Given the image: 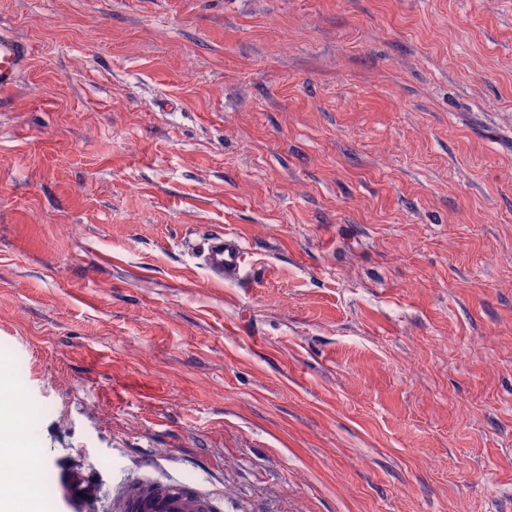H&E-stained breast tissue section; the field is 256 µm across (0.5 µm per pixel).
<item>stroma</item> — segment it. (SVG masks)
Returning a JSON list of instances; mask_svg holds the SVG:
<instances>
[{"label": "stroma", "mask_w": 512, "mask_h": 512, "mask_svg": "<svg viewBox=\"0 0 512 512\" xmlns=\"http://www.w3.org/2000/svg\"><path fill=\"white\" fill-rule=\"evenodd\" d=\"M0 388L43 465L224 512H512V0H0ZM286 51H274L278 42ZM240 236L218 283L182 238ZM31 56V47L12 35H0V89L14 87ZM222 488L167 475L154 465L140 467L112 485L109 512H222Z\"/></svg>", "instance_id": "1"}]
</instances>
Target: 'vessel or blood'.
I'll list each match as a JSON object with an SVG mask.
<instances>
[{
	"mask_svg": "<svg viewBox=\"0 0 512 512\" xmlns=\"http://www.w3.org/2000/svg\"><path fill=\"white\" fill-rule=\"evenodd\" d=\"M31 56V47L12 35H0V89L14 87ZM187 249L207 274L219 282L239 280L244 272L246 246L234 234L215 229ZM53 512H92L107 500L108 512H222V489L140 467L131 477L105 487L101 474L74 460L56 464Z\"/></svg>",
	"mask_w": 512,
	"mask_h": 512,
	"instance_id": "1",
	"label": "vessel or blood"
}]
</instances>
